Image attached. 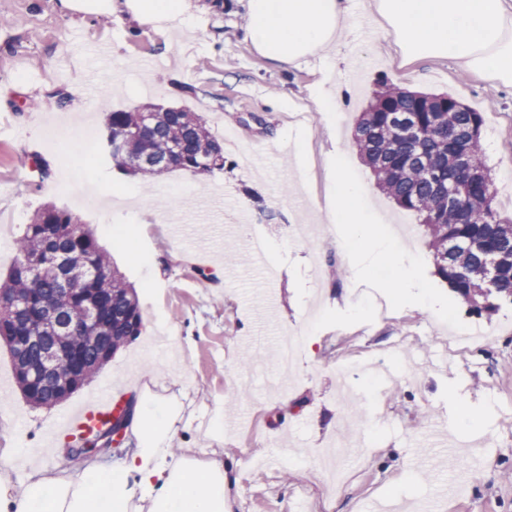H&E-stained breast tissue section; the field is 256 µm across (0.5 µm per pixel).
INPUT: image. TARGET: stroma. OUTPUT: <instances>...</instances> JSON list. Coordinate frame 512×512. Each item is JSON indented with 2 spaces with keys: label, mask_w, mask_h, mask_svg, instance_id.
Returning a JSON list of instances; mask_svg holds the SVG:
<instances>
[{
  "label": "stroma",
  "mask_w": 512,
  "mask_h": 512,
  "mask_svg": "<svg viewBox=\"0 0 512 512\" xmlns=\"http://www.w3.org/2000/svg\"><path fill=\"white\" fill-rule=\"evenodd\" d=\"M190 37L130 29L105 13H77L61 0H0V211L20 221L0 237V275L12 266L14 241L44 204L67 209L90 229L114 266L140 289L143 333L122 347L93 381L58 405L36 407L15 387L14 367L0 344V377L10 383L0 405V448H22L37 464L81 473L85 464L43 451L67 444L62 420L104 388L137 393L142 354L163 372L183 370L195 427L215 409L224 411V455L237 512H371L377 502L404 512H512V305L489 316L468 314L434 274L433 254L418 217L383 194L354 144L352 130L378 81L412 91L447 93L484 115L483 160L493 180L494 206L512 217L506 186L512 182V88L495 87L457 71L453 60L399 68L392 42L376 19L354 7L338 55L340 74L331 88L342 105V143H335L318 113L311 128L309 179L299 183L294 136L301 122L292 104H306L309 90L329 66L314 58L282 71L243 39L246 14L238 0H186ZM97 90L90 110L72 115L73 88ZM178 106L222 119L235 139L225 141L223 170L200 178L184 171L145 185L113 170L100 149L104 113L147 104ZM248 126H241V119ZM345 151L352 177L363 186L382 227L350 224L351 253L337 251L335 225L322 222L328 157ZM54 164L53 176L34 179L25 159ZM248 221L233 236L223 225ZM386 229L411 260L422 287L418 299L389 298L391 279L381 263L354 280L355 261L378 229ZM258 233L276 251L265 267L247 260L246 234ZM123 236L126 246L115 245ZM353 311H346V304ZM312 341L311 354L279 379L272 343L279 327ZM484 329V340L453 345L458 330ZM164 327L172 336H160ZM398 351L399 381L370 392L355 378V395L336 390L339 368ZM251 363H242L243 354ZM471 408L490 407L469 459L430 445L434 421L448 416V394ZM366 451L345 464L347 482L325 486L315 456L333 442L341 418ZM267 459L262 473L247 469V452ZM494 460L496 479H474Z\"/></svg>",
  "instance_id": "35a3bbf8"
}]
</instances>
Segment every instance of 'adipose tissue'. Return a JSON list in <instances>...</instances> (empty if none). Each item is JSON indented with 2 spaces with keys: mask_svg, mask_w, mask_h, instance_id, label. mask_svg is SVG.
Masks as SVG:
<instances>
[{
  "mask_svg": "<svg viewBox=\"0 0 512 512\" xmlns=\"http://www.w3.org/2000/svg\"><path fill=\"white\" fill-rule=\"evenodd\" d=\"M63 3L70 10L125 13L137 27L164 35L181 27L185 11L183 0ZM352 8V0H245V39L259 55L289 71L321 53L335 55ZM367 8L382 32L393 37L400 66L449 58L472 78L512 87V0H367ZM324 202L329 222L377 221L343 160L327 172ZM365 257L400 264L393 295L419 290L395 238H373ZM182 420L177 396L142 391L133 407V448L109 471L91 465L74 475L34 467L28 481L16 485L11 471L22 456L14 448L0 450V512H236L223 449L185 447L170 454Z\"/></svg>",
  "mask_w": 512,
  "mask_h": 512,
  "instance_id": "ef3b65f1",
  "label": "adipose tissue"
}]
</instances>
